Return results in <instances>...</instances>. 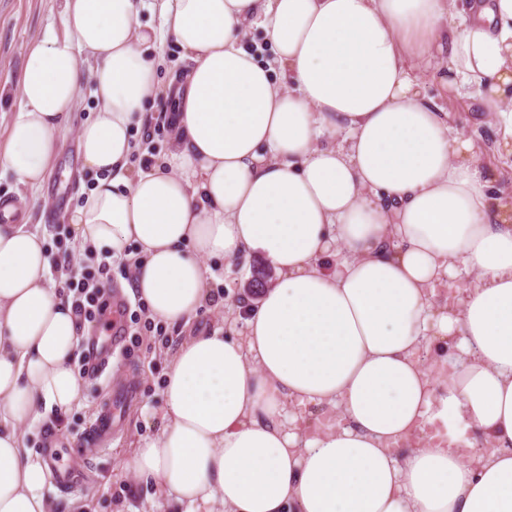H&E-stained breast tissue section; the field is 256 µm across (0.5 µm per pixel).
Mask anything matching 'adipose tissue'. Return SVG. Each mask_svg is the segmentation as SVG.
Wrapping results in <instances>:
<instances>
[{
	"label": "adipose tissue",
	"mask_w": 512,
	"mask_h": 512,
	"mask_svg": "<svg viewBox=\"0 0 512 512\" xmlns=\"http://www.w3.org/2000/svg\"><path fill=\"white\" fill-rule=\"evenodd\" d=\"M63 21L26 52L0 167L40 189L91 78L81 253L137 245L130 290L172 325L209 304L210 260L273 272L230 304L242 338L179 346L134 475L186 512H512V202L420 80L447 54L512 145V0H63ZM254 25L271 59L243 47ZM166 38L192 66L169 150L133 172ZM51 269L38 229L0 224V512H48L22 429L81 389Z\"/></svg>",
	"instance_id": "adipose-tissue-1"
}]
</instances>
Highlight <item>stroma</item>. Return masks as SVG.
I'll use <instances>...</instances> for the list:
<instances>
[{
	"mask_svg": "<svg viewBox=\"0 0 512 512\" xmlns=\"http://www.w3.org/2000/svg\"><path fill=\"white\" fill-rule=\"evenodd\" d=\"M62 32L61 0H0V152L7 147L8 128L17 109L16 86L27 48L43 37L47 29ZM448 72L444 58L433 59L423 73L425 93L451 116L453 125L471 136L480 148V165L492 178L494 192L512 195V151L503 148L494 128L486 124L473 98L448 90L442 77ZM97 110L91 96H84L80 108L70 113L61 132V147L48 163L47 177L38 193H31L8 172L0 174V198H13L23 203L20 223L38 225L45 237V246L54 267L53 276H60V261L70 257V266L78 273L87 267L79 256L74 240L75 230L69 217L81 204L88 175L83 170L77 144L79 127ZM169 100L158 93L149 103L143 124L132 131L136 150L130 160L132 167L144 159L165 153L170 139L167 122ZM215 280L209 281L211 294L224 298H251L257 293L253 283L269 277V270L257 260L249 267L237 261H218ZM228 307L207 305L193 319L190 327H165V340L154 341L144 336L141 347L121 341L109 363V372L98 378L83 377L82 389L70 412L44 423L26 434L27 446L42 452L47 433H55L62 448L77 449L78 478L67 491L48 484L45 492L50 512H176L158 483L138 480L124 468L137 441L153 436L160 420L153 409L162 401L161 382L178 343L190 332L216 327L225 335L242 336L243 323L226 327ZM125 386L133 392L121 429L112 437L110 446L96 448L85 445L83 436L96 408L110 389Z\"/></svg>",
	"mask_w": 512,
	"mask_h": 512,
	"instance_id": "1",
	"label": "stroma"
}]
</instances>
